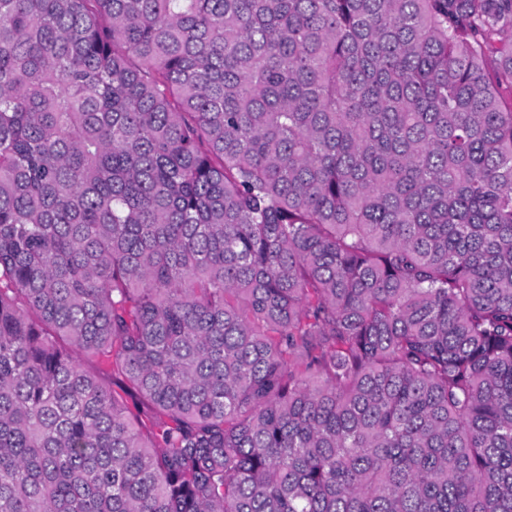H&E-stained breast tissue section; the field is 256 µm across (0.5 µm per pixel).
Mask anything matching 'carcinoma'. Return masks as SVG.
Masks as SVG:
<instances>
[{
  "label": "carcinoma",
  "mask_w": 512,
  "mask_h": 512,
  "mask_svg": "<svg viewBox=\"0 0 512 512\" xmlns=\"http://www.w3.org/2000/svg\"><path fill=\"white\" fill-rule=\"evenodd\" d=\"M506 91L512 0H0V512H512Z\"/></svg>",
  "instance_id": "1"
}]
</instances>
